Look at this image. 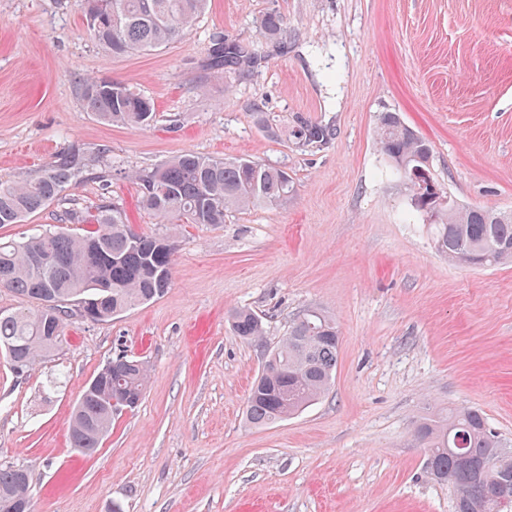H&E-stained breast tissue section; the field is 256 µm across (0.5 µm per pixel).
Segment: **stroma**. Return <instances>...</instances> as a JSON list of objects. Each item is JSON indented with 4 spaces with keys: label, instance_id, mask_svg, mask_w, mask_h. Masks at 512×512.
I'll return each mask as SVG.
<instances>
[{
    "label": "stroma",
    "instance_id": "stroma-1",
    "mask_svg": "<svg viewBox=\"0 0 512 512\" xmlns=\"http://www.w3.org/2000/svg\"><path fill=\"white\" fill-rule=\"evenodd\" d=\"M272 10L288 30L276 45L259 27ZM227 38L256 50L248 71L212 67ZM86 77L140 91L156 123L97 121L82 109ZM384 112L431 143L433 175L460 206L512 210V0H210L182 40L125 56L92 39L80 0H0V181L74 148L86 164L0 237L115 205L176 246L159 299L71 318L62 350L27 375L0 354V460L29 469L35 512H453L413 424L471 407L512 438V262L475 269L437 252L377 144ZM306 124L326 139L301 147ZM187 151L284 168L294 191L220 224L156 223L130 174ZM236 308L261 318L262 341L231 332ZM311 310L339 331L330 390L248 426L264 350ZM119 354L147 363L146 393L78 455L73 406Z\"/></svg>",
    "mask_w": 512,
    "mask_h": 512
}]
</instances>
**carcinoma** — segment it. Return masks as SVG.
Listing matches in <instances>:
<instances>
[{"label":"carcinoma","mask_w":512,"mask_h":512,"mask_svg":"<svg viewBox=\"0 0 512 512\" xmlns=\"http://www.w3.org/2000/svg\"><path fill=\"white\" fill-rule=\"evenodd\" d=\"M98 20L89 32L112 54L121 56L165 47L186 36L204 12L208 0H82ZM270 40L286 32L276 11L261 19ZM215 66L243 72L256 62L243 45L224 41L215 49ZM84 110L105 124L144 128L155 118L153 102L129 86L89 77L82 84ZM381 151L401 175L410 193L419 189L414 172L432 174L427 166L433 149L428 140L404 124L399 113L384 112L377 126ZM77 152L60 155L34 179L0 183V225L19 224L60 199L83 171ZM141 203L159 224H222L232 210L273 205L288 197L293 186L288 172L252 160H228L185 152L151 169L135 171ZM435 247L448 260L474 268H489L512 260V212L461 208L449 201L437 209ZM64 220L83 224L72 233L35 230L22 241L0 239V289L31 303L0 313V352L11 366L35 369L52 350L46 337L66 342L70 315L42 301H94L100 322L159 298L169 287L176 248L164 236H148L127 224L123 212L99 206L85 216L65 213ZM232 330L244 340L264 336L260 318L248 309L230 315ZM340 336L336 322L312 312L292 323L287 335L271 349L269 364L253 386L246 404V421L262 427L285 420L319 399L330 388L338 360ZM95 385L80 395L71 416L69 443L88 456L112 428V399L130 407L142 400L148 367L129 358L105 365ZM425 448L426 473L447 485L455 512H507L512 508V441L488 427L477 409L449 410L425 418L414 430ZM17 463L0 460V501L32 498L30 483Z\"/></svg>","instance_id":"obj_1"}]
</instances>
